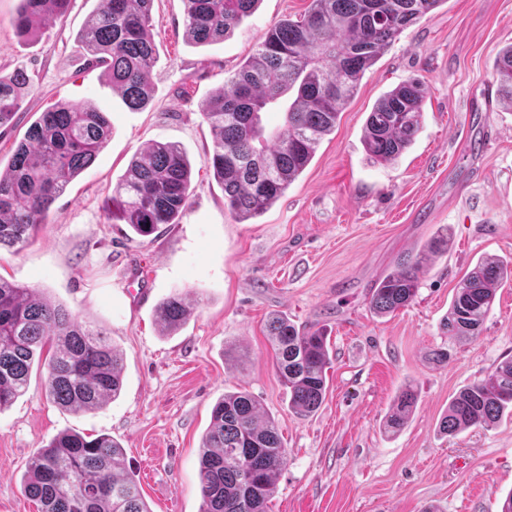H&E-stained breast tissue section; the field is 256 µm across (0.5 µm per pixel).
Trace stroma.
Here are the masks:
<instances>
[{
  "instance_id": "1",
  "label": "stroma",
  "mask_w": 512,
  "mask_h": 512,
  "mask_svg": "<svg viewBox=\"0 0 512 512\" xmlns=\"http://www.w3.org/2000/svg\"><path fill=\"white\" fill-rule=\"evenodd\" d=\"M96 0L20 34L19 0H0V75L25 68L31 91L0 128L9 162L33 121L57 102L106 112L112 136L53 204L37 237L0 251V276L38 291L102 328L124 355L123 387L90 412L46 398L44 372L0 410V512H37L22 492L27 464L56 435L112 436L124 449L150 512H201L199 457L211 409L225 392L253 394L288 452L268 512H501L512 493V421L456 436L439 421L453 396L512 358V283L498 288L482 333L441 328L454 290L478 258H512V107L496 101L498 52L512 42V0H443L408 26L365 73L310 165L261 216L238 222L204 159L209 95L284 17L310 0H261L224 41L185 43L182 0H154L159 54L146 108L130 109L78 41ZM427 89L422 128L393 163L367 156L362 131L376 101L402 81ZM178 144L192 163L180 223L142 237L108 222L106 199L146 145ZM441 228L447 253L427 266L414 301L375 316L379 278ZM149 283L130 291L132 273ZM193 303L186 323L162 334L157 305L172 293ZM284 313L322 329L331 362L320 409L288 408L266 323ZM417 392L405 427L383 421L405 385Z\"/></svg>"
}]
</instances>
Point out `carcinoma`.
Masks as SVG:
<instances>
[{"label": "carcinoma", "mask_w": 512, "mask_h": 512, "mask_svg": "<svg viewBox=\"0 0 512 512\" xmlns=\"http://www.w3.org/2000/svg\"><path fill=\"white\" fill-rule=\"evenodd\" d=\"M185 36L193 44L224 40L260 0H182ZM445 0H311L298 20L275 24L264 41L224 79L203 112L213 135L204 160L224 190V202L239 221L274 205L306 169L324 136L336 128L366 71L403 32ZM153 0H98L80 42L90 61L104 68L131 109L144 108L153 86L156 45L151 36ZM70 0H20L14 20L33 32L47 17L61 15ZM502 101L512 106V43L495 62ZM22 69L0 76V127L12 124L28 95ZM425 84L409 78L374 105L362 141L377 163L398 159L422 126ZM284 106L285 122L265 136L261 114ZM112 131L106 113L91 104L57 103L46 108L16 145L0 171V249H22L36 235L53 203L90 167ZM191 164L176 144L152 143L140 150L107 199L108 220L150 236L161 224H177L189 205ZM448 251V233L432 237L406 256L372 289L370 308L391 314L417 295L419 275ZM512 278V261L484 258L455 288L443 326L451 336L479 335L498 286ZM156 315L172 332L190 315L180 293L164 299ZM275 370L288 389V406L308 417L322 405L330 364L327 337L298 328L288 316L268 320ZM45 391L58 406L87 412L115 399L123 386V353L104 330L87 325L64 306L0 277V410L27 392L35 357L44 347ZM417 402L413 386L400 390L383 427L399 432ZM512 417V359L461 389L440 422L454 436L471 427L491 428ZM288 453L274 418L247 391L224 394L213 406L199 467L201 512H268L276 475ZM39 512H150L123 449L109 435L64 431L39 448L23 482Z\"/></svg>", "instance_id": "1"}]
</instances>
